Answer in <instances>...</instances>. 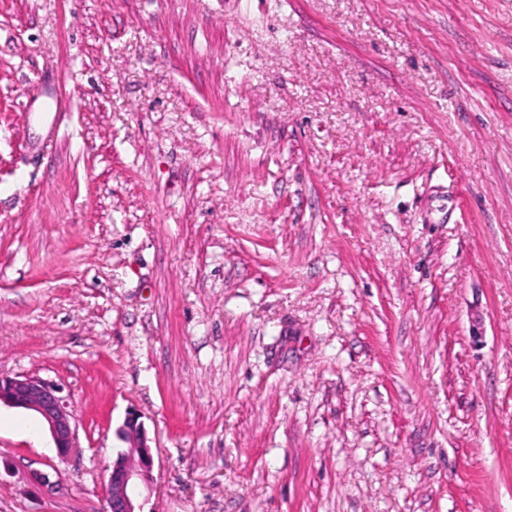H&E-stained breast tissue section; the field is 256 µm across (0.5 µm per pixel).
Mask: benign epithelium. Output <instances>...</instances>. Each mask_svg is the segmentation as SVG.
I'll return each instance as SVG.
<instances>
[{
  "label": "benign epithelium",
  "instance_id": "1",
  "mask_svg": "<svg viewBox=\"0 0 512 512\" xmlns=\"http://www.w3.org/2000/svg\"><path fill=\"white\" fill-rule=\"evenodd\" d=\"M35 413L62 456L78 447L73 413L59 385L35 375H0V405ZM119 436L127 444L109 473L103 512H142L141 490L153 481L155 458L138 415L128 414Z\"/></svg>",
  "mask_w": 512,
  "mask_h": 512
}]
</instances>
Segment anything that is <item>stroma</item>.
Instances as JSON below:
<instances>
[{"label": "stroma", "mask_w": 512, "mask_h": 512, "mask_svg": "<svg viewBox=\"0 0 512 512\" xmlns=\"http://www.w3.org/2000/svg\"><path fill=\"white\" fill-rule=\"evenodd\" d=\"M0 375V512H512V0H0ZM58 384L35 375H0V405L35 413L46 425L54 448L68 456L79 448L73 413ZM118 432L127 447L112 462L103 512H143L139 496L153 481L152 448L143 424L134 413L128 414Z\"/></svg>", "instance_id": "stroma-1"}]
</instances>
